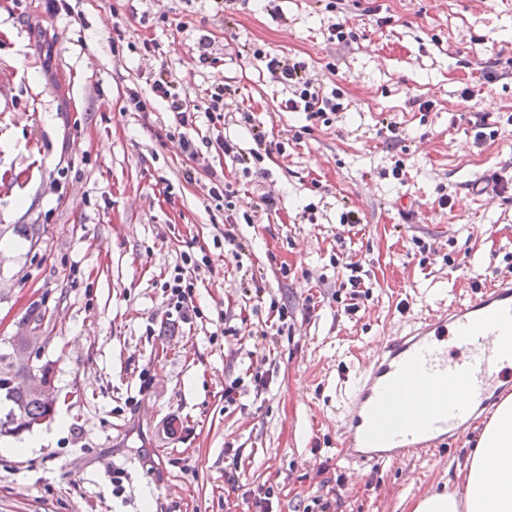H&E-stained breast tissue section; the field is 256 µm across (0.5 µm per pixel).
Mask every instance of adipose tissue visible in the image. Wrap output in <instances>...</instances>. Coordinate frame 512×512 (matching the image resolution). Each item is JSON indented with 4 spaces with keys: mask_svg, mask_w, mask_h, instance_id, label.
Wrapping results in <instances>:
<instances>
[{
    "mask_svg": "<svg viewBox=\"0 0 512 512\" xmlns=\"http://www.w3.org/2000/svg\"><path fill=\"white\" fill-rule=\"evenodd\" d=\"M451 489L427 492L414 512H512V400L484 427Z\"/></svg>",
    "mask_w": 512,
    "mask_h": 512,
    "instance_id": "adipose-tissue-1",
    "label": "adipose tissue"
}]
</instances>
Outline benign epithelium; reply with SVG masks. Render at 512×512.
Returning a JSON list of instances; mask_svg holds the SVG:
<instances>
[{
  "mask_svg": "<svg viewBox=\"0 0 512 512\" xmlns=\"http://www.w3.org/2000/svg\"><path fill=\"white\" fill-rule=\"evenodd\" d=\"M41 333L42 324L40 322L33 319L23 321L20 325V331L3 340V344L0 345V360L6 362L10 359L13 349L25 348L28 355V373L25 378L26 391L48 403L51 411L54 412L61 399L68 400L72 397V394L63 393V390L58 388L54 382L45 379V373L53 370V364L50 361L43 360L44 349ZM43 423H45L43 419L35 423H29L19 415V412L15 411L5 428L13 429V435L18 437L32 430L34 426Z\"/></svg>",
  "mask_w": 512,
  "mask_h": 512,
  "instance_id": "7a95c632",
  "label": "benign epithelium"
}]
</instances>
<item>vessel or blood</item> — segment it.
Returning <instances> with one entry per match:
<instances>
[{"label": "vessel or blood", "instance_id": "vessel-or-blood-1", "mask_svg": "<svg viewBox=\"0 0 512 512\" xmlns=\"http://www.w3.org/2000/svg\"><path fill=\"white\" fill-rule=\"evenodd\" d=\"M512 357V278L418 322L369 360L336 443L338 458L379 465L437 452L504 391ZM425 399H418L417 388Z\"/></svg>", "mask_w": 512, "mask_h": 512}]
</instances>
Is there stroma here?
Here are the masks:
<instances>
[{
	"label": "stroma",
	"mask_w": 512,
	"mask_h": 512,
	"mask_svg": "<svg viewBox=\"0 0 512 512\" xmlns=\"http://www.w3.org/2000/svg\"><path fill=\"white\" fill-rule=\"evenodd\" d=\"M69 4L52 16L44 0H0V336L43 309L44 357L72 394L33 430L61 436L0 451V512H259L269 488L272 512H412L455 479L479 428L443 457L373 468L337 459L336 441L377 346L512 277V0ZM335 23L352 39L331 40ZM268 53L339 97L330 122L286 109ZM162 65L196 108V157L164 135L146 82ZM132 89L150 111L127 110ZM472 113L494 139L477 141ZM256 127L285 150L245 169L217 141L257 151ZM189 168L223 174L232 210L207 205ZM350 210L358 223H341ZM227 222L241 258L217 234ZM189 247L212 266L197 274L199 316L171 320L161 285ZM352 263L366 292L349 312ZM246 286L287 303L288 334L264 303L240 322Z\"/></svg>",
	"instance_id": "1"
}]
</instances>
